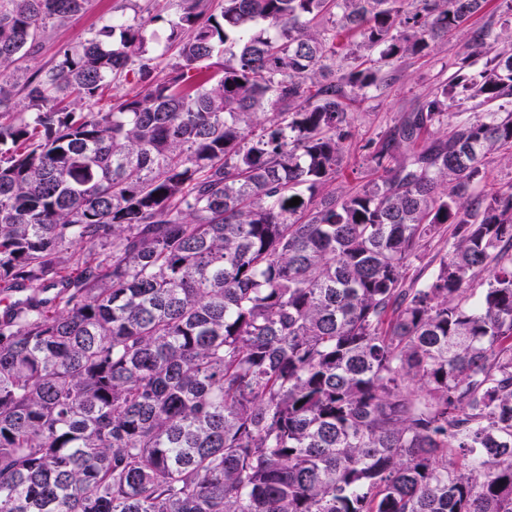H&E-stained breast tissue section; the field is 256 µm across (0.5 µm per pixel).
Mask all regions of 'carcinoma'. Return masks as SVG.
Wrapping results in <instances>:
<instances>
[{"instance_id":"obj_1","label":"carcinoma","mask_w":512,"mask_h":512,"mask_svg":"<svg viewBox=\"0 0 512 512\" xmlns=\"http://www.w3.org/2000/svg\"><path fill=\"white\" fill-rule=\"evenodd\" d=\"M203 2L158 80L145 23L111 18L22 77L88 0H0V512H512V182L470 196L512 153L490 0ZM449 33L481 70L459 57L374 177L320 196L374 52ZM464 101L487 111L399 153ZM140 87L133 78V75L130 74L126 80L122 79L119 82H112V89L107 90L102 97L84 103L83 111L106 112L115 100L123 96L134 95L140 90ZM446 227L448 228L446 229ZM452 231L453 226L446 224L441 238L422 242L418 250V257L407 274V286L412 283L419 286L433 276L438 269L440 259L448 252V239L451 237Z\"/></svg>"}]
</instances>
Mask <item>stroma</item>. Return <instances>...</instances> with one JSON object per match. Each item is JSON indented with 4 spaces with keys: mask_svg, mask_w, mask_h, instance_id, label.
Here are the masks:
<instances>
[{
    "mask_svg": "<svg viewBox=\"0 0 512 512\" xmlns=\"http://www.w3.org/2000/svg\"><path fill=\"white\" fill-rule=\"evenodd\" d=\"M177 10L176 0H90L87 10L78 18L64 25L47 26L39 48L30 54L25 66L31 72L53 66L63 48L83 42L105 18L114 15L145 21L147 45L151 55L157 58V75L165 77L176 61L175 49L167 36L168 22L175 18ZM468 52L476 64H483V53L473 52L466 35L458 33L432 42L426 56L409 57L382 68V85L369 91L356 108L341 167L329 186L330 191L342 194L367 183L372 145L380 143L439 82L447 80L455 70L457 57Z\"/></svg>",
    "mask_w": 512,
    "mask_h": 512,
    "instance_id": "1",
    "label": "stroma"
}]
</instances>
